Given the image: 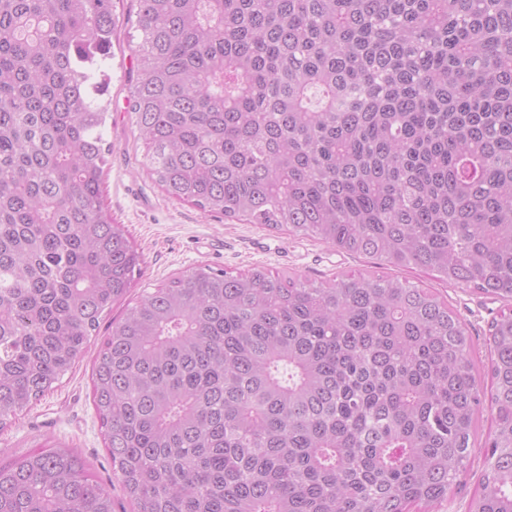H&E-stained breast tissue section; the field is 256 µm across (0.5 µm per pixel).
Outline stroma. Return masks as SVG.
Masks as SVG:
<instances>
[{
	"label": "stroma",
	"instance_id": "obj_1",
	"mask_svg": "<svg viewBox=\"0 0 512 512\" xmlns=\"http://www.w3.org/2000/svg\"><path fill=\"white\" fill-rule=\"evenodd\" d=\"M113 9L119 22L112 35V56L107 62L111 82L105 96L109 103L106 137L112 153L101 190L113 223L123 226L144 257L135 275L133 295L200 265L234 275L260 267L273 274H297L315 285L340 275L376 271L372 259L340 252L311 236L203 213L169 198L155 185L146 172L144 147L133 132L128 108L129 91L137 78L131 48L137 38L138 3L114 0ZM389 275L437 292L467 325L474 357L485 359L483 336L489 322L501 312V301L448 284L417 268L393 269ZM95 354V346H88L53 391L0 429V458L25 454L45 442L81 449L111 493L115 512H132L112 470L92 402Z\"/></svg>",
	"mask_w": 512,
	"mask_h": 512
}]
</instances>
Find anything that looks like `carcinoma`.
<instances>
[{"instance_id": "obj_1", "label": "carcinoma", "mask_w": 512, "mask_h": 512, "mask_svg": "<svg viewBox=\"0 0 512 512\" xmlns=\"http://www.w3.org/2000/svg\"><path fill=\"white\" fill-rule=\"evenodd\" d=\"M130 113L179 202L511 307L486 336L390 277L198 267L112 323L93 403L134 512H512V0H138ZM113 0H0V428L143 256L103 207ZM489 403L492 432L475 442ZM0 512H112L74 449L0 458ZM481 470V462L478 459L474 460L470 468L458 478L462 489L458 493L449 495L448 499L443 501L435 512H467L469 499L478 487Z\"/></svg>"}]
</instances>
